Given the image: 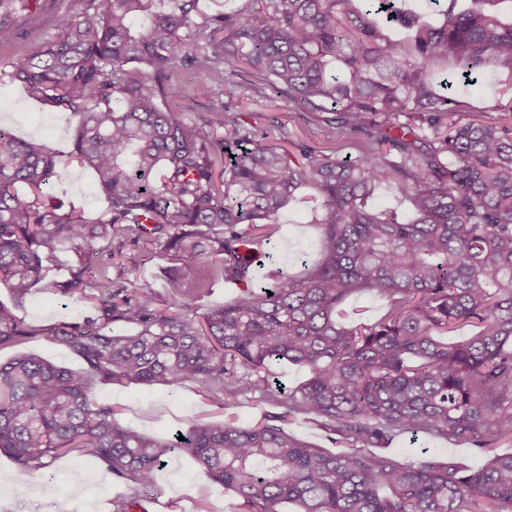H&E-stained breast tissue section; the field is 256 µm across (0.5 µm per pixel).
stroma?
<instances>
[{
	"mask_svg": "<svg viewBox=\"0 0 512 512\" xmlns=\"http://www.w3.org/2000/svg\"><path fill=\"white\" fill-rule=\"evenodd\" d=\"M82 0H30V8L21 14L23 35L10 43L0 44V68L26 56L53 32L55 18L64 12H75ZM504 71L486 72L480 85L460 86L456 91L465 111L485 117H496L512 110V87L505 83ZM174 80L183 88L178 104L181 111L203 112L207 100L200 94L209 86L207 71L196 65L177 68ZM240 111L256 129L269 132L277 143L291 147L297 141L339 157H356L368 148L365 138L342 137L325 112L310 114L291 108L277 99L274 91L265 96L242 100ZM0 125L9 127L25 139H34L61 160L69 161L71 179L63 185H51L52 194L73 202L86 214L98 217L105 209L100 192L89 167L70 162L69 154L75 132V121L68 114L58 112L26 96L19 85L0 79ZM312 192L304 189L281 214L278 230L272 237L271 265L296 272L302 262H314L319 257V228L312 224ZM167 262L140 249L124 247L120 257L114 258L110 278L140 276L154 285L156 304L169 302L163 284L162 270ZM0 305L24 320L33 335L20 349L50 362L78 370L82 362L66 349L53 343L51 328L62 323L84 322L93 317L88 303L61 296L55 289L38 288L17 298L6 281L0 280ZM94 398L114 406L122 423L160 437L169 438L192 418L205 421L234 416L241 426L258 421L269 412L270 404L246 402L231 410L212 403L200 384L188 383L178 390L154 384L97 385ZM391 450L400 459L409 460L422 451L445 457L453 456L473 466L482 459L470 446L454 441H437L426 437L411 439L404 435L395 440ZM80 469L84 480L75 484L69 479L73 469ZM51 484L42 479L18 482L10 459L0 452V512H113L114 500L126 494L124 484L116 482L111 473L97 460L68 456L54 462ZM205 503L209 512H237L238 501L221 485L208 481L186 455L173 453L164 470L159 472L155 485L144 491L143 504L147 512H195L197 503Z\"/></svg>",
	"mask_w": 512,
	"mask_h": 512,
	"instance_id": "1",
	"label": "stroma"
}]
</instances>
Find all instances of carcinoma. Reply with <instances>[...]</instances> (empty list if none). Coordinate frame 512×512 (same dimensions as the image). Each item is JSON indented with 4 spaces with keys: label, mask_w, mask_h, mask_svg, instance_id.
<instances>
[{
    "label": "carcinoma",
    "mask_w": 512,
    "mask_h": 512,
    "mask_svg": "<svg viewBox=\"0 0 512 512\" xmlns=\"http://www.w3.org/2000/svg\"><path fill=\"white\" fill-rule=\"evenodd\" d=\"M55 33L0 76L77 118L71 156L91 167L104 216L65 206L45 186L68 166L0 126V279L18 296L41 286L69 245L56 285L96 317L51 331L80 371L19 353L0 363V451L21 480L52 475L58 458L89 455L130 487L116 512L141 508L176 450L230 490L240 512H512V113L472 118L440 93L427 65L452 60L476 84L489 69L512 76V23L501 0H473L432 26L393 10L411 32L385 37L356 0H250L207 12L200 0H82ZM26 0H0V43L20 35ZM206 69L227 101L197 118L178 113L172 74ZM344 76L331 77L333 64ZM259 78L308 112L332 110L347 138L371 147L353 159L268 142L232 101L251 87L226 67ZM407 199L408 217L368 199L379 185ZM303 188L315 191L320 258L298 274L199 312L189 296L205 258L224 281L249 285L279 224ZM151 247L168 260L171 303L153 284L124 278L98 292L116 249ZM385 300L374 322L345 324L358 294ZM116 323L133 325L122 334ZM471 328L465 338L457 336ZM33 332L0 305V350ZM291 363L308 378L283 387L272 369ZM186 382L224 406L272 401L249 427L191 422L184 437L155 438L94 400L99 385ZM303 414L336 450L286 431ZM464 442L486 457L392 454L398 437Z\"/></svg>",
    "instance_id": "obj_1"
}]
</instances>
